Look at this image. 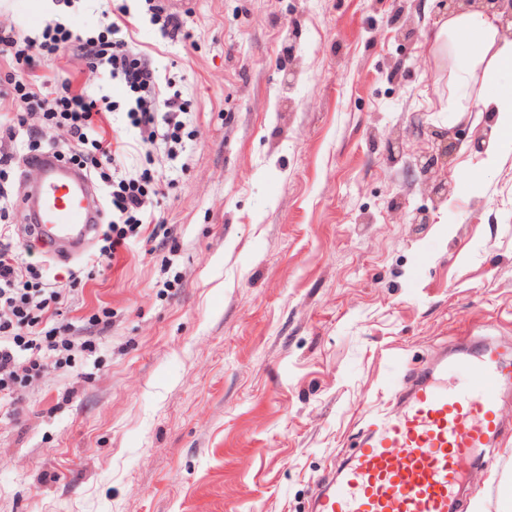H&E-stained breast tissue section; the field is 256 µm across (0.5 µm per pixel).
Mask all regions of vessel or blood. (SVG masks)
Wrapping results in <instances>:
<instances>
[{
	"label": "vessel or blood",
	"instance_id": "obj_1",
	"mask_svg": "<svg viewBox=\"0 0 512 512\" xmlns=\"http://www.w3.org/2000/svg\"><path fill=\"white\" fill-rule=\"evenodd\" d=\"M40 181L21 197L26 237L57 258L81 253L102 216L86 174L53 153L27 160ZM464 370L472 386L448 388L442 376ZM512 363L486 340L460 343L439 372L414 376L398 413L374 414L339 476L320 486L311 512H461L459 494L476 462L492 464L501 431L500 398Z\"/></svg>",
	"mask_w": 512,
	"mask_h": 512
}]
</instances>
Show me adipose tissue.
I'll list each match as a JSON object with an SVG mask.
<instances>
[{
    "instance_id": "ef3b65f1",
    "label": "adipose tissue",
    "mask_w": 512,
    "mask_h": 512,
    "mask_svg": "<svg viewBox=\"0 0 512 512\" xmlns=\"http://www.w3.org/2000/svg\"><path fill=\"white\" fill-rule=\"evenodd\" d=\"M430 38L452 60L446 112L466 106L487 113L496 131L488 162L512 153V37L496 16L469 9L448 13Z\"/></svg>"
}]
</instances>
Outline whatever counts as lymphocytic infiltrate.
I'll list each match as a JSON object with an SVG mask.
<instances>
[{
	"instance_id": "f902f5d3",
	"label": "lymphocytic infiltrate",
	"mask_w": 512,
	"mask_h": 512,
	"mask_svg": "<svg viewBox=\"0 0 512 512\" xmlns=\"http://www.w3.org/2000/svg\"><path fill=\"white\" fill-rule=\"evenodd\" d=\"M128 5L102 9L106 21L98 28L78 33L60 19H48L35 35L16 28H0V58L30 69L28 80L15 81L11 93L13 115L0 122V130L28 149L38 135L27 126L26 115L36 113L46 127H67L71 144L60 152L63 161L98 177L109 215L98 236L99 246L68 272L67 284L52 279L46 259L33 257L15 239L10 217L14 200L6 184L17 170L14 152L0 154V402L16 405L14 392L39 374L48 354L69 352L70 324L61 317L70 307L73 287L86 284L92 269L110 264L120 250L155 241L167 242L170 229L157 223L154 199L160 193L150 169L126 171L128 149L146 151L164 143L174 149L182 143L187 111L178 95L168 94L150 51L139 45L126 17ZM77 47L92 67L112 81L118 99L102 103L87 90L73 89L71 81L34 74L40 58L58 57L67 47ZM124 109L129 137L107 136L103 122L107 110Z\"/></svg>"
}]
</instances>
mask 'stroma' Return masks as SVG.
Masks as SVG:
<instances>
[{
    "label": "stroma",
    "mask_w": 512,
    "mask_h": 512,
    "mask_svg": "<svg viewBox=\"0 0 512 512\" xmlns=\"http://www.w3.org/2000/svg\"><path fill=\"white\" fill-rule=\"evenodd\" d=\"M164 3L189 33L154 59L190 104L153 153L173 234L75 292L94 352L0 411V512H309L406 370L463 336L512 348V154L486 167V115L442 110L439 0ZM50 17L102 20L0 0V26ZM36 71L112 92L74 49ZM435 134L458 144L442 196L417 163ZM502 416L468 512H512V389Z\"/></svg>",
    "instance_id": "1"
}]
</instances>
